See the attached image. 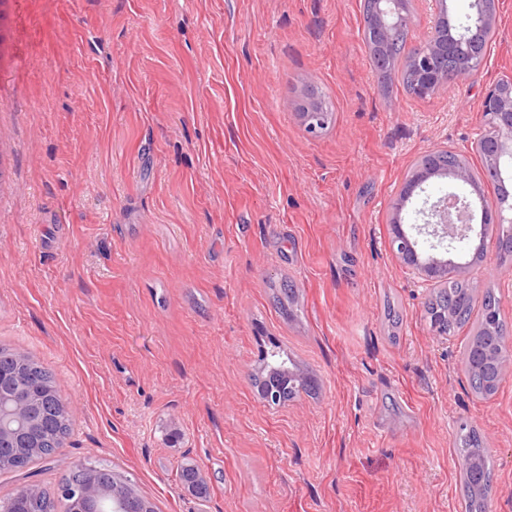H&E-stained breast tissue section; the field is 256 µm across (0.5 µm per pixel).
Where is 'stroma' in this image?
Masks as SVG:
<instances>
[{
  "label": "stroma",
  "mask_w": 512,
  "mask_h": 512,
  "mask_svg": "<svg viewBox=\"0 0 512 512\" xmlns=\"http://www.w3.org/2000/svg\"><path fill=\"white\" fill-rule=\"evenodd\" d=\"M363 0H0V344L50 368L63 448L0 476L55 488L121 466L158 512H466L463 430L512 512V369L470 387L476 325L434 338L389 213L414 162L470 146L512 77V0L471 78L381 84ZM407 50L470 0H409ZM318 88L334 122L296 116ZM484 230L465 282L512 332V257ZM279 345L319 382L268 405ZM198 464L200 495L178 476ZM471 387L480 395L493 394L498 388L500 379H497V368L495 364H489L479 373L469 377Z\"/></svg>",
  "instance_id": "35a3bbf8"
}]
</instances>
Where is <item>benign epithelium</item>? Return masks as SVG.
<instances>
[{
	"label": "benign epithelium",
	"mask_w": 512,
	"mask_h": 512,
	"mask_svg": "<svg viewBox=\"0 0 512 512\" xmlns=\"http://www.w3.org/2000/svg\"><path fill=\"white\" fill-rule=\"evenodd\" d=\"M372 24L384 40H390L397 29L409 24L406 0H374ZM482 31H497V15L492 8V0H472L467 22L459 27L451 23L449 12L440 14L428 32L424 45L410 59L417 71L418 92L422 96L436 93L448 84L447 74L437 67L438 61L453 57L457 47L469 42ZM298 117L312 133L327 126V115L324 112H300ZM483 117L485 129L475 141L474 151L483 157L485 167L495 176L498 187L496 198L490 202L484 196H479L481 227L484 228L491 223H512V217L508 219L504 216L505 212H512V79L506 83L498 81L488 88L483 99ZM443 178L468 185L475 192H480V178L463 159L457 160L455 167L445 169L420 164L413 169L411 177L402 186L390 218L394 251L429 286L450 275L457 276L465 272L467 264L447 259L444 254L454 251V243L475 232V225H458L449 217L448 199L459 200L454 194L448 199L436 201L431 210L434 219L431 235L441 243L448 242L444 251H437V246L433 245L427 252H421L418 241L405 231L402 224L405 203L417 188L434 179ZM37 401L38 396L34 391L24 387L18 389V398L12 401L0 400V464L21 455L20 449L11 447L16 433L13 425L35 428L40 423L39 417L33 412ZM62 493L79 497L91 505L87 512H106L98 507L101 492L95 485L82 486L71 482L63 486ZM112 512H151V509L140 499L115 494L112 497Z\"/></svg>",
	"instance_id": "benign-epithelium-1"
}]
</instances>
